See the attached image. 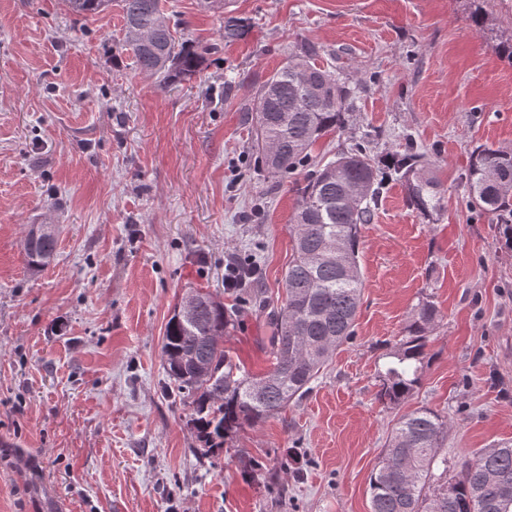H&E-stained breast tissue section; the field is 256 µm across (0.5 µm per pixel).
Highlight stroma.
<instances>
[{
  "label": "stroma",
  "mask_w": 512,
  "mask_h": 512,
  "mask_svg": "<svg viewBox=\"0 0 512 512\" xmlns=\"http://www.w3.org/2000/svg\"><path fill=\"white\" fill-rule=\"evenodd\" d=\"M163 0L179 36L217 46L165 86L121 54L118 7L84 19L64 0H0V512H371L369 479L396 420L448 414V474L512 442V246L475 215L464 175L480 146L512 150V0ZM249 23L224 41L225 15ZM307 46L355 93L317 141L327 162L364 142L376 162L414 145L441 192L432 216L388 178L360 230L354 338L309 394L205 447L162 358L180 296L203 289L233 325L224 348L270 366L267 315L224 286L283 296L297 194L250 147L257 86ZM57 225L31 270L29 225ZM438 316L421 384L378 399L388 353L421 299ZM290 462L280 472L281 459Z\"/></svg>",
  "instance_id": "1"
}]
</instances>
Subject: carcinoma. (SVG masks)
<instances>
[{
    "label": "carcinoma",
    "mask_w": 512,
    "mask_h": 512,
    "mask_svg": "<svg viewBox=\"0 0 512 512\" xmlns=\"http://www.w3.org/2000/svg\"><path fill=\"white\" fill-rule=\"evenodd\" d=\"M112 0H65L67 9L93 17ZM122 50L145 74L165 83L196 76L209 51L174 35L161 0H119ZM245 21L224 18V40L242 39ZM308 48L288 57L259 84L251 120L258 164L284 177L304 172L299 202L289 225L294 255L284 274L285 301L270 317L272 366L250 375L224 351L231 320L224 303L198 291L196 312L174 305L162 346L164 366L186 395L197 432L209 442L246 422L257 423L301 400L334 351L354 336L363 280L358 261L361 225L371 222L383 189L382 172L357 143L322 168L310 169V151L323 136L345 125L351 92ZM425 155L409 149L392 157L389 169L405 182L409 204L427 213L440 204L435 182L424 175ZM467 182L471 203L496 218L512 242V151L484 148L474 155ZM57 235L38 230L26 241L28 266L38 270L53 258ZM437 310L421 300L395 343L378 398L398 405L420 384V363ZM448 417L426 406L393 426L382 460L371 475L372 512H512V443L486 448L461 462L448 480V456L440 454Z\"/></svg>",
    "instance_id": "carcinoma-1"
}]
</instances>
